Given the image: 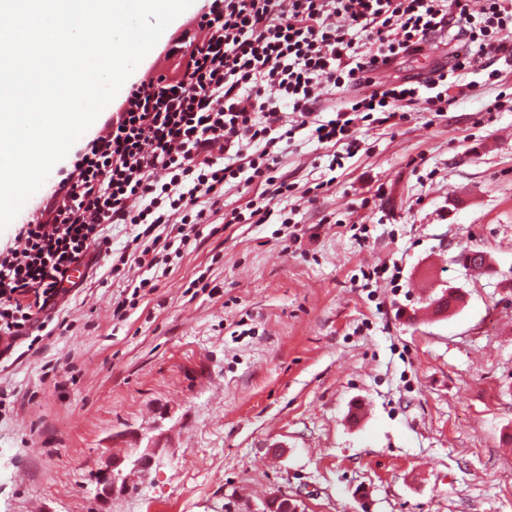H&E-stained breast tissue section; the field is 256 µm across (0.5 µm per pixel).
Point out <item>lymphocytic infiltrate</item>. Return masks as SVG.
Listing matches in <instances>:
<instances>
[{"mask_svg": "<svg viewBox=\"0 0 512 512\" xmlns=\"http://www.w3.org/2000/svg\"><path fill=\"white\" fill-rule=\"evenodd\" d=\"M364 33L353 41L350 29ZM512 0H210L193 31L172 40L173 73L131 86L38 214L0 248V339L47 330L74 269L109 254L107 224L137 232L113 273L167 262L200 225L263 224L288 193L272 170L295 133L346 154L358 123L395 119L399 105L447 110L462 76L512 56ZM451 35L447 67L424 84L385 81L399 58ZM351 97L330 117L324 87ZM258 186L245 210L224 208L228 185Z\"/></svg>", "mask_w": 512, "mask_h": 512, "instance_id": "f902f5d3", "label": "lymphocytic infiltrate"}]
</instances>
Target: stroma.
<instances>
[{"mask_svg": "<svg viewBox=\"0 0 512 512\" xmlns=\"http://www.w3.org/2000/svg\"><path fill=\"white\" fill-rule=\"evenodd\" d=\"M494 67L447 111L360 124L343 163L296 134L267 223L201 225L125 321V279L88 270L65 328L0 354V512H262L280 495L304 512H512V58ZM464 246L488 269L464 267ZM392 262L398 288L366 283ZM450 289L456 306L429 312ZM110 469L126 489L103 503Z\"/></svg>", "mask_w": 512, "mask_h": 512, "instance_id": "stroma-1", "label": "stroma"}]
</instances>
